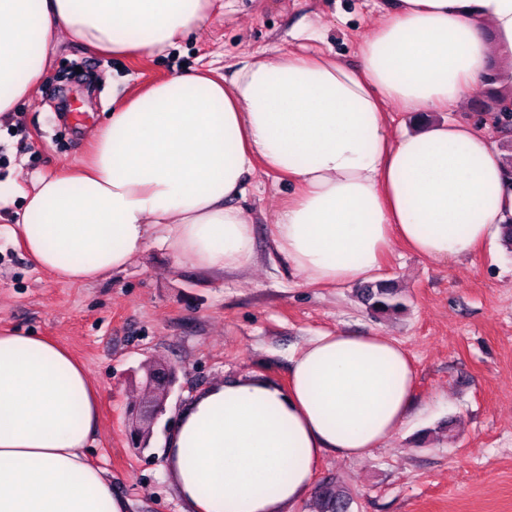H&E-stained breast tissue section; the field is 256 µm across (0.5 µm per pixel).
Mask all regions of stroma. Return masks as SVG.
<instances>
[{"mask_svg": "<svg viewBox=\"0 0 512 512\" xmlns=\"http://www.w3.org/2000/svg\"><path fill=\"white\" fill-rule=\"evenodd\" d=\"M392 0H224L179 48L137 59L103 55L67 37L34 95L0 119V332L44 336L68 350L98 391L100 418L86 450L126 512H187L158 444L173 408L217 381L255 374L287 384L290 360L328 331L376 332L407 351L416 374L411 415L364 458L330 455L314 482L353 496L350 512H512V251L483 246L448 263L394 245L379 272L407 297L403 313L366 309L357 285L304 282L271 248L276 210L294 191L263 170L238 204L254 226L255 258L215 273L174 264L149 244L123 270L67 283L37 268L11 228L17 187L67 173L113 100L182 68L231 74L254 54L304 50L360 63ZM177 379L146 449L129 447L124 412L145 395L147 367Z\"/></svg>", "mask_w": 512, "mask_h": 512, "instance_id": "obj_1", "label": "stroma"}]
</instances>
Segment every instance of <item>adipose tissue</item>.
Here are the masks:
<instances>
[{
	"label": "adipose tissue",
	"instance_id": "obj_1",
	"mask_svg": "<svg viewBox=\"0 0 512 512\" xmlns=\"http://www.w3.org/2000/svg\"><path fill=\"white\" fill-rule=\"evenodd\" d=\"M213 7L0 0V117L31 97L64 37L150 56L206 24ZM493 55L512 66V0H395L358 67L291 52L256 54L229 79L185 70L115 109L88 162L22 191L11 233L66 282L122 269L152 241L178 264L241 270L254 227L233 200L260 168L296 187L271 242L306 283L375 280L396 242L434 261L471 255L512 216L499 150L459 121L394 134L386 106L459 108ZM415 384L407 352L388 337L323 333L293 357L287 384L218 382L177 410L162 439L169 480L190 512H288L324 456H369L405 423ZM98 407L67 350L0 334V512H125L86 458Z\"/></svg>",
	"mask_w": 512,
	"mask_h": 512
}]
</instances>
